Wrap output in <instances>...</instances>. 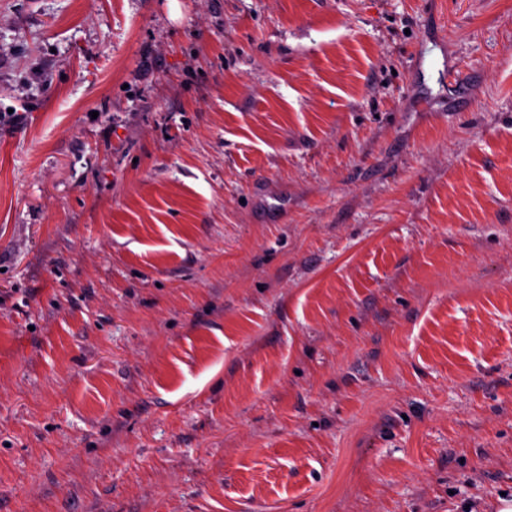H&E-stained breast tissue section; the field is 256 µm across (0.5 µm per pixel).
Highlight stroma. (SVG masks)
<instances>
[{"label":"stroma","instance_id":"35a3bbf8","mask_svg":"<svg viewBox=\"0 0 512 512\" xmlns=\"http://www.w3.org/2000/svg\"><path fill=\"white\" fill-rule=\"evenodd\" d=\"M512 500V0H0V512Z\"/></svg>","mask_w":512,"mask_h":512}]
</instances>
